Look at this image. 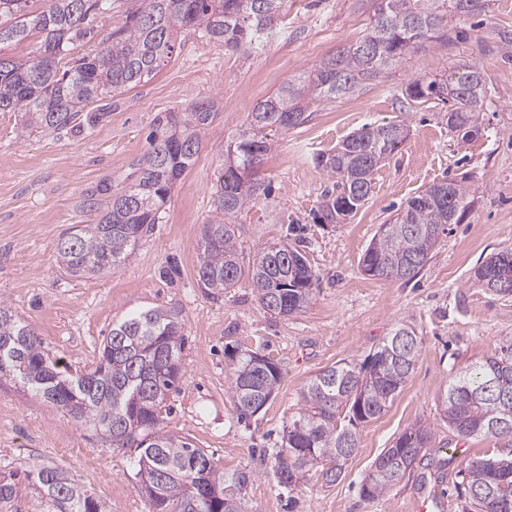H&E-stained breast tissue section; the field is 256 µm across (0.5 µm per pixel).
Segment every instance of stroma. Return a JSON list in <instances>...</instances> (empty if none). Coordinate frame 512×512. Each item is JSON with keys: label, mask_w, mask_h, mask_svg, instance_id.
I'll return each instance as SVG.
<instances>
[{"label": "stroma", "mask_w": 512, "mask_h": 512, "mask_svg": "<svg viewBox=\"0 0 512 512\" xmlns=\"http://www.w3.org/2000/svg\"><path fill=\"white\" fill-rule=\"evenodd\" d=\"M130 0H112L91 16L72 50L93 53L126 20ZM378 0H288L287 14L257 51L230 54L200 31L180 35L181 47L150 81L113 96L112 108L91 127L28 133L18 112H0V300L42 337L70 372L93 367L113 324L150 308L183 321L184 377L162 411L165 431L190 438L225 473L255 479L241 492L242 512H414L418 496L437 490L429 512H462L456 487L471 460L512 453L493 438L460 440L440 417L439 400L461 369L512 338V298L481 288L473 270L488 255L512 248V0H483L480 12L449 16L447 35L406 55L382 77L333 101L314 104L307 122L276 134L255 171L268 193L236 218L238 248L300 246L319 280L310 304L288 317L270 314L248 279L214 294L198 284L203 224L213 220V185L228 144L246 128L254 107L360 39ZM462 64L485 74L488 98L481 130L468 141L450 131L446 107L409 100L410 82L448 74ZM200 99L216 104L194 165L172 189L153 230L117 269L93 277L66 274L57 243L93 218L87 191L120 189L149 149L155 119ZM408 125L403 145L374 174L368 201L339 224H324L319 206L335 179L317 154L373 123ZM456 179L469 193L466 217L449 225L411 281L364 274L360 257L379 227L409 197ZM420 336L411 379L379 418L356 426L358 449L336 484L312 468L289 488L273 470L284 429L304 387L337 364L363 365L395 326ZM251 349L271 355L281 381L266 406L238 421L228 389V354ZM433 428L447 451L427 449L420 464L385 496L363 499L373 460L406 431ZM133 450L113 447L56 406L34 398L17 381L0 382V474L39 463L57 465L106 505V512H151L136 475Z\"/></svg>", "instance_id": "stroma-1"}]
</instances>
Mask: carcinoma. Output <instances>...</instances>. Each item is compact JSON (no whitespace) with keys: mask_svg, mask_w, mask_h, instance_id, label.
<instances>
[{"mask_svg":"<svg viewBox=\"0 0 512 512\" xmlns=\"http://www.w3.org/2000/svg\"><path fill=\"white\" fill-rule=\"evenodd\" d=\"M287 0H132L123 26L107 33L96 52L65 62L70 45L87 33L89 18L111 9L112 0H48L30 11V0H0V112L24 113L25 129L58 133L78 123L92 126L105 111L102 101L148 81L177 47L179 33L198 29L224 51L244 54L282 22ZM445 14L419 10L411 0H380L368 31L354 44L323 60L302 83L290 82L250 113L248 129L229 145L214 191L216 219L203 227L197 271L201 287L214 293L235 287L248 273L261 306L287 317L312 300L318 276L301 249L285 243L258 247L243 268L231 219L260 196L265 184L251 177L274 140L266 131L286 132L307 121L312 103L345 96L373 80L405 55L423 47L444 23ZM31 36L39 46L18 59L10 47ZM457 96L448 127L469 140L481 129L487 81L468 65L429 82H411L407 96L420 103L443 101V87ZM215 116L214 102L198 100L156 118L150 149L118 189L87 196L95 223L74 230L73 245L57 244L59 262L72 276L104 274L132 254L137 242L159 223L175 182L194 164L202 134ZM407 135L401 121L367 124L335 149L320 154L317 165L337 178L324 195L319 219L337 223L357 211L372 190L375 171L397 151ZM471 201L461 182L434 183L410 197L380 225L360 259L362 271L383 278L389 270L414 278L426 265L439 237L459 223ZM392 330L363 366L335 365L319 373L302 392L301 407L288 424L278 453L275 477L289 487L310 468L322 466L331 486L342 463L358 448L352 429L338 424L342 410L349 423L381 416L414 372L421 339L415 330L397 339ZM9 344L5 350L3 344ZM185 338L178 314L148 309L112 326L95 367L72 375L45 352L32 327L0 300V379L19 381L34 396L76 421L101 432L114 448L135 451L137 475L153 512H240L226 486L224 469L190 439L160 427V414L184 376ZM229 383L238 416L254 415L270 400L281 379L278 363L250 349L229 355ZM441 415L462 440L492 437L512 441V340L456 374L441 399ZM435 443L432 430L403 433L375 458L362 496L387 494ZM40 499L41 512H104V505L66 471L48 464L0 475V510L19 493V482ZM459 496L465 512H512V458L475 459L468 465Z\"/></svg>","mask_w":512,"mask_h":512,"instance_id":"cac0c4a2","label":"carcinoma"}]
</instances>
